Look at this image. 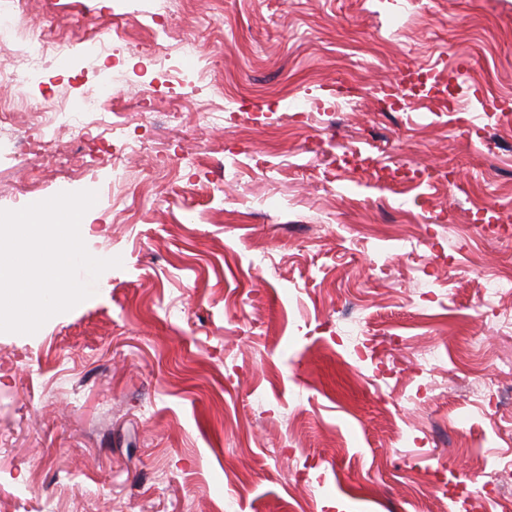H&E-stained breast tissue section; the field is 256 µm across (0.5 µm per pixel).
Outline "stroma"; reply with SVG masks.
Returning a JSON list of instances; mask_svg holds the SVG:
<instances>
[{
	"mask_svg": "<svg viewBox=\"0 0 512 512\" xmlns=\"http://www.w3.org/2000/svg\"><path fill=\"white\" fill-rule=\"evenodd\" d=\"M140 8L165 34L121 0L12 13L111 49L11 87L0 209L96 192L82 239L122 264L0 333V512H512V293H490L512 278V122L491 110L512 100V0ZM411 66L460 111L432 90L393 110ZM107 73L110 124L19 159L44 101ZM350 150L373 166L337 167ZM396 168L417 177L386 186ZM491 468L504 497L480 493Z\"/></svg>",
	"mask_w": 512,
	"mask_h": 512,
	"instance_id": "obj_1",
	"label": "stroma"
}]
</instances>
